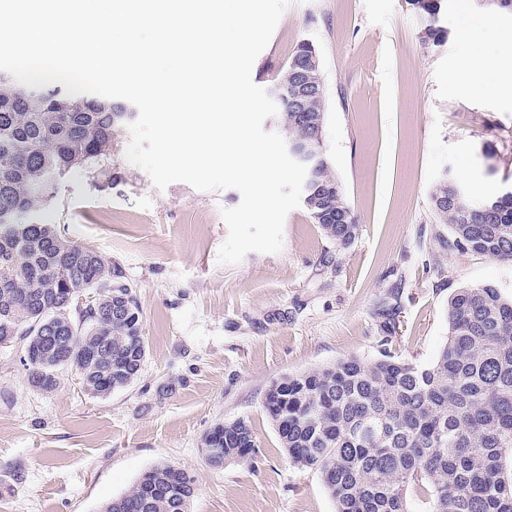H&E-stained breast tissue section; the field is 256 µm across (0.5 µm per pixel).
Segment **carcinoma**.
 Instances as JSON below:
<instances>
[{
  "label": "carcinoma",
  "instance_id": "cac0c4a2",
  "mask_svg": "<svg viewBox=\"0 0 512 512\" xmlns=\"http://www.w3.org/2000/svg\"><path fill=\"white\" fill-rule=\"evenodd\" d=\"M409 3L428 19L423 41L445 42L444 0ZM315 58L314 46L300 42L275 85L290 140L305 135L295 89ZM312 78L303 109L314 122L325 118V92L319 70ZM42 96V112L0 96V344L23 342L29 380L43 392L70 370L85 393L108 397L138 377L146 358L136 290L112 258L29 217L61 178L108 158L115 129L134 113L57 88ZM305 187L313 223L349 245L357 224L328 162L306 175ZM431 202L449 228L442 247L512 262V189L475 197L446 178ZM264 410L290 461L320 472L336 512H410L412 486L428 497L429 512H512V299L489 284L458 288L432 365L342 359L272 381ZM203 445L214 467L245 462L256 447L244 419L215 424ZM194 495V479L162 463L101 512H190Z\"/></svg>",
  "mask_w": 512,
  "mask_h": 512
}]
</instances>
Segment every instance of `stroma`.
<instances>
[{
    "mask_svg": "<svg viewBox=\"0 0 512 512\" xmlns=\"http://www.w3.org/2000/svg\"><path fill=\"white\" fill-rule=\"evenodd\" d=\"M476 0H446L444 43L407 0H292L252 69L273 91L301 41L312 43L325 91L324 150L358 224L341 247L305 207L286 217L283 248L218 263L221 211L233 189L176 182L157 190L124 158L127 127L108 160L65 176L37 213L69 239L111 257L134 285L147 356L137 379L106 398L73 374L46 394L16 350L0 348V512H100L143 472L167 462L195 481L190 512H336L319 471L294 465L263 408L270 383L347 357L382 354L433 364L448 339V298L496 286L512 297V262L441 250L431 192L446 176L481 196L512 186V104L475 88L512 71ZM470 26L491 75L450 84ZM251 423L245 463L214 467L202 451L219 422Z\"/></svg>",
    "mask_w": 512,
    "mask_h": 512,
    "instance_id": "1",
    "label": "stroma"
}]
</instances>
